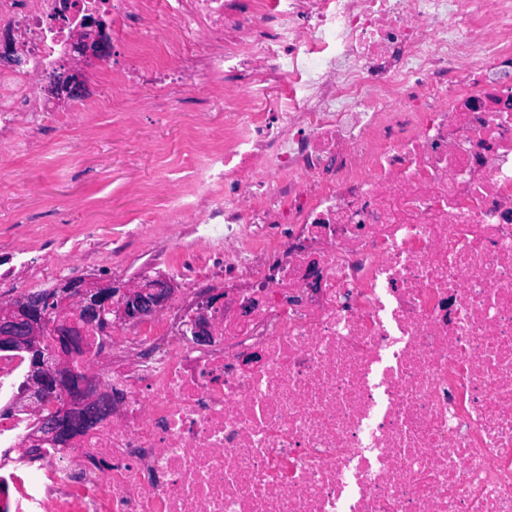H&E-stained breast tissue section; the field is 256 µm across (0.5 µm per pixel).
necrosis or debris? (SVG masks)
Returning <instances> with one entry per match:
<instances>
[{"instance_id": "obj_1", "label": "necrosis or debris", "mask_w": 512, "mask_h": 512, "mask_svg": "<svg viewBox=\"0 0 512 512\" xmlns=\"http://www.w3.org/2000/svg\"><path fill=\"white\" fill-rule=\"evenodd\" d=\"M88 15L92 104L216 90L224 133L164 218L182 296L78 344L58 398L108 415L20 455L0 356L8 512H512V0H0L1 126ZM98 17H91L79 26L75 40V51L80 58L73 60L82 61V59H92L101 55V43L105 25Z\"/></svg>"}]
</instances>
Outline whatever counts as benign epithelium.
Here are the masks:
<instances>
[{
	"label": "benign epithelium",
	"instance_id": "1",
	"mask_svg": "<svg viewBox=\"0 0 512 512\" xmlns=\"http://www.w3.org/2000/svg\"><path fill=\"white\" fill-rule=\"evenodd\" d=\"M104 28L98 17L88 18L79 26L74 40L80 58L101 55ZM83 78L81 70L71 67L57 77L58 90L71 98L80 92ZM168 293V285L162 279L116 287L110 282L79 278L63 281L44 295L25 296L0 305V349L23 350L33 355L25 393L29 406L39 415L32 445L40 446L59 437L58 419L65 413L66 405L53 402L52 393L67 376L73 362L72 348L66 345V334L73 328V322L77 320L87 328H95L114 321H141L161 311ZM53 301L57 302L61 316L54 340L49 342L45 303Z\"/></svg>",
	"mask_w": 512,
	"mask_h": 512
}]
</instances>
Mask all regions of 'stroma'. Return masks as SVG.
<instances>
[{"label": "stroma", "instance_id": "obj_1", "mask_svg": "<svg viewBox=\"0 0 512 512\" xmlns=\"http://www.w3.org/2000/svg\"><path fill=\"white\" fill-rule=\"evenodd\" d=\"M193 109L206 112L209 129L223 128L224 96L214 92L161 113L145 100L131 114L90 112L81 123L61 107L35 112L26 135L0 146V261L14 268L16 296L63 280L58 265L35 271L17 255L57 234L82 235L87 279L123 284L127 264L152 263L129 230L144 211L166 215L170 188L184 183V114Z\"/></svg>", "mask_w": 512, "mask_h": 512}]
</instances>
